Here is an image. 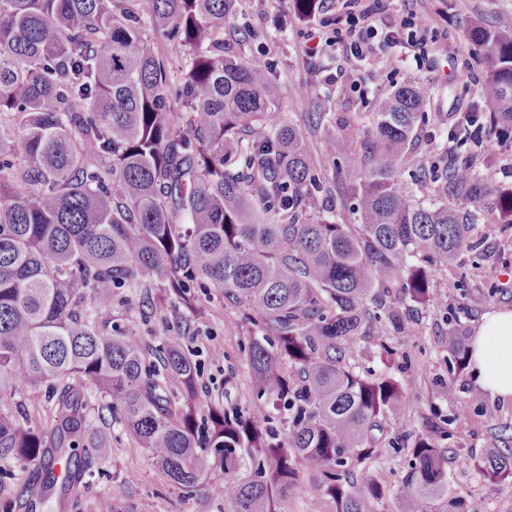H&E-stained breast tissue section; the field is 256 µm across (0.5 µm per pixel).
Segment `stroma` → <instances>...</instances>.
<instances>
[{
  "mask_svg": "<svg viewBox=\"0 0 512 512\" xmlns=\"http://www.w3.org/2000/svg\"><path fill=\"white\" fill-rule=\"evenodd\" d=\"M339 7L338 0H326L315 21L309 22L294 10L291 0H237L236 14L224 27L225 47L247 58L266 51L279 87L282 117L311 141L315 165L328 170L336 164L356 167V157L335 163L326 156L325 133L362 141L369 136L373 114L384 98L406 83L429 80L431 97L400 172L411 197L424 202L441 199L452 158L470 162L497 188L512 191L511 134L493 137L489 152L475 158L468 146L448 140L461 113L476 112L485 118L493 110L484 91L485 68L476 63L466 33L473 25L488 27L502 16L511 17L512 0H393L377 16V23L394 22L408 8L429 21L427 34L434 42L421 64L396 49L358 62L327 48L329 20ZM307 83L314 86L308 95L300 91ZM316 112L325 113L324 126H313ZM430 164L435 172L423 175V167ZM475 234L485 242V254H467L451 265L432 267L438 295L423 314L422 328L410 332L396 363L384 368L375 346L367 342L354 368L363 375L389 371L404 387V411L388 419L387 439L400 438L407 430L425 431L433 410L454 415L447 435L435 438L438 447L448 451L451 488L457 495L481 501L485 512H512V479L489 480L478 463L481 449L502 447L503 435L512 436V399L491 397L474 385L465 370L454 378L455 401H448L436 382L437 376L448 373L441 341L449 331L460 329L474 337L484 314L512 309V224L482 218ZM196 295L203 310L191 320L184 344L200 369L202 401L225 397L236 407L255 408L257 399L241 351L245 339L238 308L213 288L197 289ZM139 306L134 292L120 288L115 302L102 308L101 315L125 326L140 344L157 346L167 325L161 315H141ZM215 346L224 350L219 364L209 356ZM27 482V470L0 462V512H57L53 498L30 506L24 493ZM105 499L114 501L117 512H231L230 505L210 489L184 496L167 483L149 452L124 436L113 440L111 459L67 496V512H100Z\"/></svg>",
  "mask_w": 512,
  "mask_h": 512,
  "instance_id": "1",
  "label": "stroma"
}]
</instances>
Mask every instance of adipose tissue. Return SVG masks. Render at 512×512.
Returning <instances> with one entry per match:
<instances>
[{
    "label": "adipose tissue",
    "mask_w": 512,
    "mask_h": 512,
    "mask_svg": "<svg viewBox=\"0 0 512 512\" xmlns=\"http://www.w3.org/2000/svg\"><path fill=\"white\" fill-rule=\"evenodd\" d=\"M471 349L474 383L490 395L512 397V310L486 313Z\"/></svg>",
    "instance_id": "1"
}]
</instances>
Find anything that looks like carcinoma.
<instances>
[{
  "label": "carcinoma",
  "mask_w": 512,
  "mask_h": 512,
  "mask_svg": "<svg viewBox=\"0 0 512 512\" xmlns=\"http://www.w3.org/2000/svg\"><path fill=\"white\" fill-rule=\"evenodd\" d=\"M236 0H0V460L71 461L81 480L112 457L93 432L94 399L112 426L151 454L187 495L208 487L232 512H283L306 473L335 512H474L448 484V456L427 435L404 454L396 485L371 471L403 388L386 372L363 376L351 360L362 339L379 357L430 302L426 268L481 252L478 213L512 224V192L469 165L448 171L445 199L424 204L399 180L429 94L411 82L374 113L359 146L330 136L329 155L360 152V166L328 173L279 112L266 64L224 51ZM163 40L185 50L173 66ZM487 70L495 112L470 137L512 129V25L468 31ZM263 130L251 133L255 122ZM330 180L352 200L357 228L331 216L302 221L311 189ZM402 281L403 300L391 297ZM212 286L246 309L245 364L260 406H201L199 373L182 334L195 289ZM153 289L176 308L178 335L152 350L98 320L112 289ZM448 372L469 364L466 336L448 334ZM21 376L52 389V422L4 398ZM84 448V460L77 448ZM493 479L512 478V453L485 448ZM222 475L211 485L209 478Z\"/></svg>",
  "instance_id": "1"
}]
</instances>
